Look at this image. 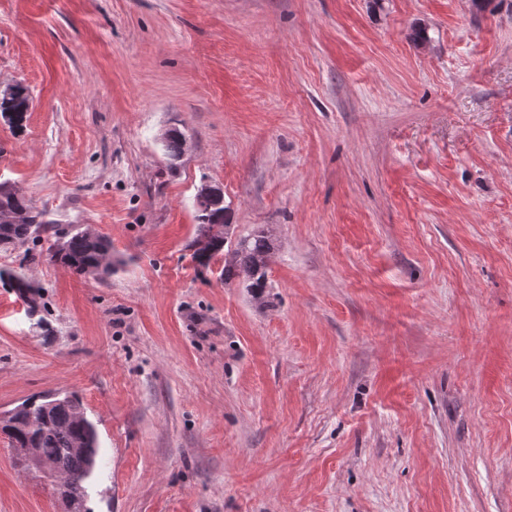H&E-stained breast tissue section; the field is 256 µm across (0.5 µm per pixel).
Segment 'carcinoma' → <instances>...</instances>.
I'll use <instances>...</instances> for the list:
<instances>
[{"instance_id": "cac0c4a2", "label": "carcinoma", "mask_w": 512, "mask_h": 512, "mask_svg": "<svg viewBox=\"0 0 512 512\" xmlns=\"http://www.w3.org/2000/svg\"><path fill=\"white\" fill-rule=\"evenodd\" d=\"M29 101L25 89L15 87L11 99L0 104V115L20 129ZM162 142L170 160L175 161L183 154L186 139L180 129H168ZM205 188L206 185H201L196 195L193 260L205 269L216 256H224V280H239L253 298L265 302L268 260L274 249L272 234L262 229L232 239L231 225L225 220L224 193L212 188L205 196ZM49 230L56 237L50 259L67 265L78 275L104 279L121 264L112 256V244L107 237L89 226L72 231L47 223L43 211L20 195L10 182L0 181V247L33 244L40 233ZM0 284L13 290L30 314L40 311L38 292L27 278L1 269ZM0 432L8 437L12 447L36 448L42 456L73 472L80 482L69 488V493L84 498L85 481L96 466L98 437L77 396L27 401L12 411Z\"/></svg>"}]
</instances>
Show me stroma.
Masks as SVG:
<instances>
[{
  "label": "stroma",
  "mask_w": 512,
  "mask_h": 512,
  "mask_svg": "<svg viewBox=\"0 0 512 512\" xmlns=\"http://www.w3.org/2000/svg\"><path fill=\"white\" fill-rule=\"evenodd\" d=\"M15 85L0 180L122 261L0 249L49 323L0 287V413L80 397L86 512H512V0H0ZM0 512H66L1 433ZM10 100L5 101L3 105L0 102V114L15 128L21 129L26 120L29 109L30 97L22 87L12 89ZM201 185L196 195L197 234L192 242V258L200 268H209L211 261L224 255V280L238 279L252 297L261 303L268 288L267 268L274 240L270 231L257 230L232 241V224L225 220L224 192ZM205 188L210 189L207 196Z\"/></svg>",
  "instance_id": "stroma-1"
}]
</instances>
